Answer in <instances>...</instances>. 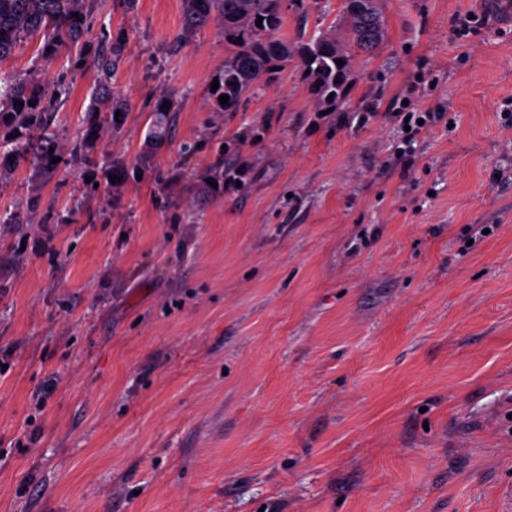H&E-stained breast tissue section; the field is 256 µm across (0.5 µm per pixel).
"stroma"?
I'll list each match as a JSON object with an SVG mask.
<instances>
[{"label": "stroma", "mask_w": 512, "mask_h": 512, "mask_svg": "<svg viewBox=\"0 0 512 512\" xmlns=\"http://www.w3.org/2000/svg\"><path fill=\"white\" fill-rule=\"evenodd\" d=\"M380 4L336 103L292 60L221 112L217 23L100 0L122 112L92 141L93 70L0 62L71 85L59 164L0 143V512H512V0ZM404 101L443 115L406 160Z\"/></svg>", "instance_id": "stroma-1"}]
</instances>
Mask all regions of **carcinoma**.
<instances>
[{"instance_id": "cac0c4a2", "label": "carcinoma", "mask_w": 512, "mask_h": 512, "mask_svg": "<svg viewBox=\"0 0 512 512\" xmlns=\"http://www.w3.org/2000/svg\"><path fill=\"white\" fill-rule=\"evenodd\" d=\"M371 10L353 12L343 6L339 25L318 36L288 41L282 34L283 0H184L183 35L193 33L211 19L224 29L228 51L218 76L217 95L229 96L221 112H233L269 81L283 63L295 58L310 91L323 100L345 95L354 52L371 57L384 40L385 27L378 0ZM97 0H0V62L12 56L22 43L42 41L39 55L50 57L61 50L74 53L71 67L97 72L96 96L112 92V55L122 49V38L103 31L99 41L85 39L93 23ZM262 21L257 26L256 21ZM343 64H338V61ZM70 86L61 76L52 84L19 75L0 74V140H14L23 132L45 125L46 115L68 97Z\"/></svg>"}]
</instances>
